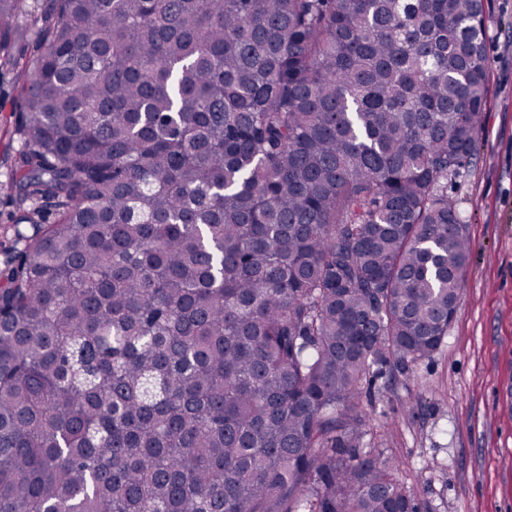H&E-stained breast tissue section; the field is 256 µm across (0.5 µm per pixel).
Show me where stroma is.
<instances>
[{"label": "stroma", "mask_w": 512, "mask_h": 512, "mask_svg": "<svg viewBox=\"0 0 512 512\" xmlns=\"http://www.w3.org/2000/svg\"><path fill=\"white\" fill-rule=\"evenodd\" d=\"M488 93L473 164L448 182L471 255L448 335L397 382L376 378L364 407L371 447L397 458L423 512H512V0H482ZM22 85L0 78V251L10 246L5 173Z\"/></svg>", "instance_id": "obj_1"}]
</instances>
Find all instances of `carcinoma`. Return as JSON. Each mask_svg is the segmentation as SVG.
<instances>
[{
    "label": "carcinoma",
    "mask_w": 512,
    "mask_h": 512,
    "mask_svg": "<svg viewBox=\"0 0 512 512\" xmlns=\"http://www.w3.org/2000/svg\"><path fill=\"white\" fill-rule=\"evenodd\" d=\"M486 31L482 0H0V512H419L362 397L457 312ZM21 96L22 83L6 73L0 79V184L5 183V172L16 163L17 140L12 131Z\"/></svg>",
    "instance_id": "obj_1"
}]
</instances>
